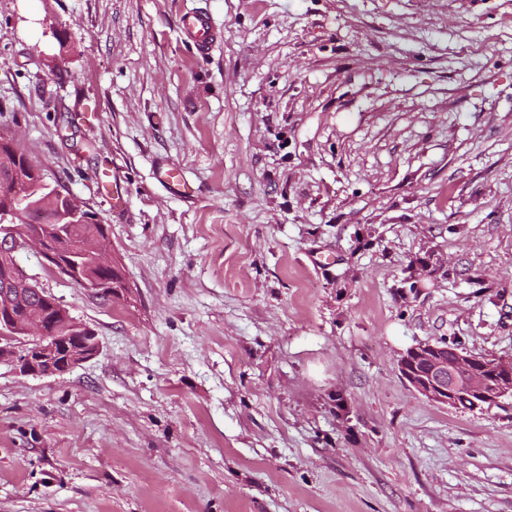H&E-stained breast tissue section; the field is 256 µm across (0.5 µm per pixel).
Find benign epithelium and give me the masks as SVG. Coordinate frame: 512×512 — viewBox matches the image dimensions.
<instances>
[{"mask_svg":"<svg viewBox=\"0 0 512 512\" xmlns=\"http://www.w3.org/2000/svg\"><path fill=\"white\" fill-rule=\"evenodd\" d=\"M7 194L0 207V358L11 356L20 374L25 376H48L61 374L96 355L99 344L93 332L73 324V328L89 335V341L75 340L69 336L50 335L49 321L65 310L53 299L45 298L42 307L29 306L15 290L19 283L31 290L37 286L22 274L15 255L27 245L39 250L47 266L63 277H70L71 270L65 265L57 266L54 251L43 236L22 230L20 223L26 221L27 209L23 208L30 194L38 189L50 191V196L40 205L42 214L52 221L75 223L83 210L72 195L50 187L44 179L32 182L10 176ZM81 257H95L100 267L112 266L110 252L100 249L94 240H85L78 251ZM24 336L27 338L20 351L11 347V342ZM402 377L428 401L451 408L460 407V401L469 403L473 409L498 403L505 396H512V365L491 362L482 355L458 352L453 360L438 344L425 343L406 351L399 361Z\"/></svg>","mask_w":512,"mask_h":512,"instance_id":"1","label":"benign epithelium"}]
</instances>
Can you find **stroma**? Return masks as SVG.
Listing matches in <instances>:
<instances>
[{
  "mask_svg": "<svg viewBox=\"0 0 512 512\" xmlns=\"http://www.w3.org/2000/svg\"><path fill=\"white\" fill-rule=\"evenodd\" d=\"M0 137L125 282L17 253L100 350L0 360V512H512V397L398 367L512 359V0H0ZM181 30L199 51L205 52L212 47L215 30L209 18L204 14L187 13L182 19ZM457 349L448 346L446 353L436 343L412 347L399 361L401 375L428 401L451 408L477 409L512 396L511 363H490L485 356L461 352H456L455 358L448 362V355ZM486 372L495 377V385L489 384Z\"/></svg>",
  "mask_w": 512,
  "mask_h": 512,
  "instance_id": "35a3bbf8",
  "label": "stroma"
}]
</instances>
